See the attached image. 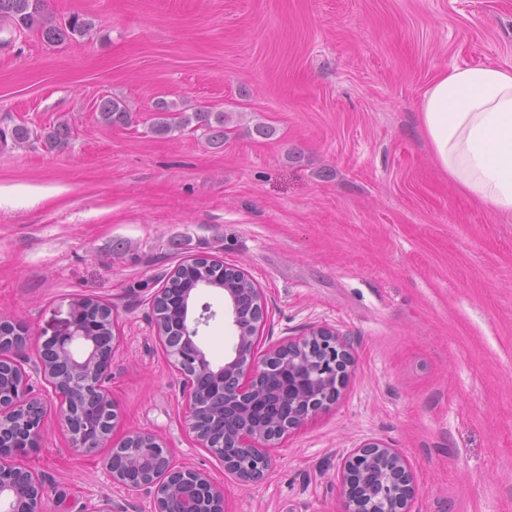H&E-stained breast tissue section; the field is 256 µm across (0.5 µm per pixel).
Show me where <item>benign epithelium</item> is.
I'll list each match as a JSON object with an SVG mask.
<instances>
[{
  "instance_id": "1",
  "label": "benign epithelium",
  "mask_w": 512,
  "mask_h": 512,
  "mask_svg": "<svg viewBox=\"0 0 512 512\" xmlns=\"http://www.w3.org/2000/svg\"><path fill=\"white\" fill-rule=\"evenodd\" d=\"M239 292L224 289V315L237 341L219 367L196 343L199 326L214 316L209 306L197 317H184L177 346L163 329L155 331L177 373L189 433L239 481L259 483L273 467L271 450L278 441L336 403L354 358L347 340L327 328L258 353L267 318L263 292L251 289L258 311L247 318L238 312ZM82 306L74 304L64 334L49 337L31 356L10 355L28 344L27 326L0 319V512H41L42 478L30 475L22 498L14 489V443L22 439L32 448L42 432L46 404L36 387L58 401L61 425L74 448L97 450L118 425L108 369L119 337L100 347ZM194 369L207 375V386L199 385ZM215 393L224 395V415L238 417L218 441L197 426L200 410ZM105 467L113 482L152 495L153 512H173L175 504L178 512H224V488L205 472L176 465L166 443L154 435L127 432L112 443ZM340 486L343 512H409L417 492L404 455L382 441L365 442L343 457Z\"/></svg>"
}]
</instances>
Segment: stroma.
Masks as SVG:
<instances>
[{"mask_svg":"<svg viewBox=\"0 0 512 512\" xmlns=\"http://www.w3.org/2000/svg\"><path fill=\"white\" fill-rule=\"evenodd\" d=\"M90 37L48 45L0 30V129L68 123V148L0 144V315L35 340L63 333L73 300L111 305L120 345L113 433L167 443L224 487V512H343L339 467L368 440L398 448L410 512H512V211L476 204L435 162L419 123L429 84L456 67L512 69V0H48ZM123 100L128 126L100 120ZM232 116L221 148L151 133L157 101ZM271 128L256 134V125ZM193 258L262 288V348L324 326L354 367L336 404L240 482L185 424L150 301ZM198 337L220 365L236 338L224 295ZM107 448H71L48 404L19 457L42 512H152L112 483ZM96 109L100 114L101 121L107 125H128L131 122V113L122 100L101 99Z\"/></svg>","mask_w":512,"mask_h":512,"instance_id":"35a3bbf8","label":"stroma"}]
</instances>
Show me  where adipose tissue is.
<instances>
[{
	"mask_svg": "<svg viewBox=\"0 0 512 512\" xmlns=\"http://www.w3.org/2000/svg\"><path fill=\"white\" fill-rule=\"evenodd\" d=\"M419 119L449 180L483 205L512 210V69L441 74L424 92Z\"/></svg>",
	"mask_w": 512,
	"mask_h": 512,
	"instance_id": "obj_1",
	"label": "adipose tissue"
}]
</instances>
